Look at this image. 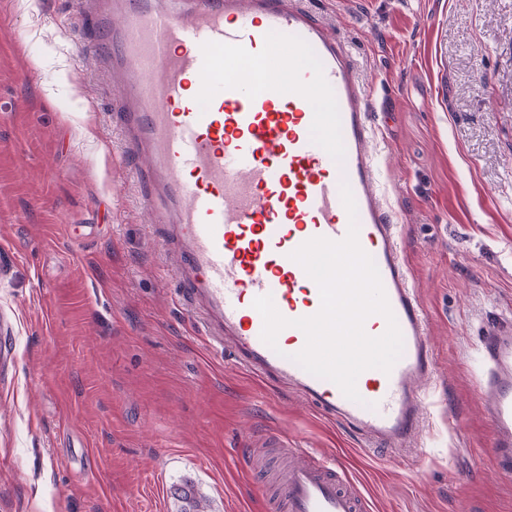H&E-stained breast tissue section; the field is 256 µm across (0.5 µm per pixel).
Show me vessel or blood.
I'll return each mask as SVG.
<instances>
[{"mask_svg": "<svg viewBox=\"0 0 512 512\" xmlns=\"http://www.w3.org/2000/svg\"><path fill=\"white\" fill-rule=\"evenodd\" d=\"M81 53L99 56L122 89L112 106L126 153L147 159L139 203L162 251L179 255L181 295L244 370L275 378L365 445L410 450L423 425L420 383L433 372L424 309L378 186L367 94L345 44L301 0H79ZM284 40L274 49V36ZM254 75H242L243 66ZM353 194L358 239L381 277L403 337L390 373L360 401L293 362L304 333L261 338L253 302L272 296L295 320L315 315L319 289L290 257L304 242L342 240ZM492 454L512 471V328L483 338ZM277 512H361L362 495L336 457H308L276 487Z\"/></svg>", "mask_w": 512, "mask_h": 512, "instance_id": "1", "label": "vessel or blood"}]
</instances>
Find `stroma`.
Wrapping results in <instances>:
<instances>
[{"label": "stroma", "mask_w": 512, "mask_h": 512, "mask_svg": "<svg viewBox=\"0 0 512 512\" xmlns=\"http://www.w3.org/2000/svg\"><path fill=\"white\" fill-rule=\"evenodd\" d=\"M367 85L429 316L421 450L391 463L214 349L163 272L76 0H0V512H270L276 433L341 455L366 512H512L482 341L512 324V0H303ZM40 68H33V60ZM173 495L181 502L180 512H207L205 498L197 495L194 486L188 482L174 488Z\"/></svg>", "instance_id": "1"}]
</instances>
